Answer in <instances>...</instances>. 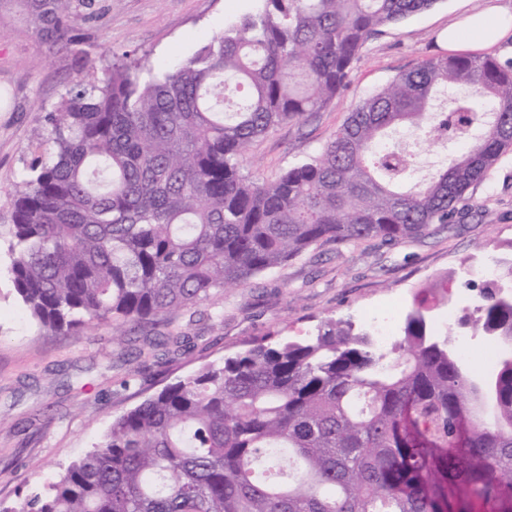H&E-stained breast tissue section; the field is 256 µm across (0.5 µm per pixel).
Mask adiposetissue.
I'll return each instance as SVG.
<instances>
[{
  "label": "adipose tissue",
  "instance_id": "obj_1",
  "mask_svg": "<svg viewBox=\"0 0 512 512\" xmlns=\"http://www.w3.org/2000/svg\"><path fill=\"white\" fill-rule=\"evenodd\" d=\"M512 38V7L495 5L449 25L444 46L448 51H481Z\"/></svg>",
  "mask_w": 512,
  "mask_h": 512
}]
</instances>
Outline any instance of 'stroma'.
<instances>
[{
  "label": "stroma",
  "instance_id": "1",
  "mask_svg": "<svg viewBox=\"0 0 512 512\" xmlns=\"http://www.w3.org/2000/svg\"><path fill=\"white\" fill-rule=\"evenodd\" d=\"M512 0H438L372 36L340 95L308 120L258 138L248 164L268 180L317 157L351 108L395 76L440 53V35L466 13ZM258 0H96L69 44L53 49L21 15L0 20V501L14 503L85 454L117 415L146 395L252 338L281 330L300 337L332 316L366 322L384 302L412 301L423 287L447 293L456 308L478 297L477 269L487 256H512V152L472 186L462 213L397 245H318L285 266L225 293L223 319L211 304L175 315L172 326L145 324L159 339L136 357L99 326L49 336L30 317L6 273L12 195L31 159L47 149L46 116L74 84L89 80L82 55L141 59L153 70L192 56ZM181 332L190 349L166 340Z\"/></svg>",
  "mask_w": 512,
  "mask_h": 512
}]
</instances>
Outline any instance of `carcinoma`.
<instances>
[{"mask_svg": "<svg viewBox=\"0 0 512 512\" xmlns=\"http://www.w3.org/2000/svg\"><path fill=\"white\" fill-rule=\"evenodd\" d=\"M178 67H82L51 152L13 195L7 273L52 335L169 321L326 243L396 245L459 214L512 151V63L434 55L360 100L319 156L274 180L253 142L326 108L380 28L437 0H259ZM24 7L56 47L92 0ZM409 126L414 149L388 146ZM462 139L404 190L421 143ZM512 266L458 325L503 343L481 374L420 292L392 347L332 317L243 343L112 420L82 457L0 512H512Z\"/></svg>", "mask_w": 512, "mask_h": 512, "instance_id": "obj_1", "label": "carcinoma"}]
</instances>
